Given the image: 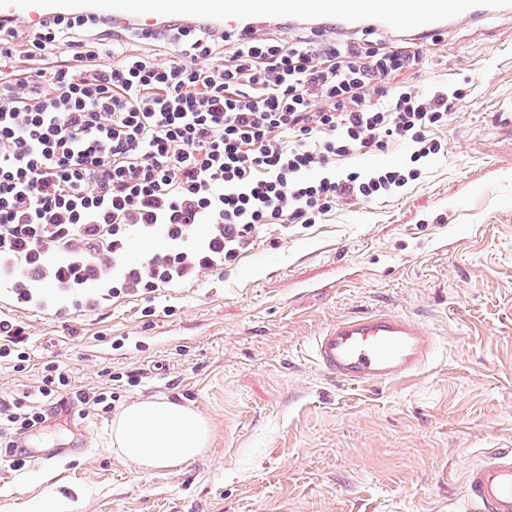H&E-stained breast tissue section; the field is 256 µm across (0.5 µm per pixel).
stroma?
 Masks as SVG:
<instances>
[{"mask_svg": "<svg viewBox=\"0 0 512 512\" xmlns=\"http://www.w3.org/2000/svg\"><path fill=\"white\" fill-rule=\"evenodd\" d=\"M429 66L392 84L464 87L443 154L402 193L357 201L310 226L274 221L236 261L154 302L69 306L44 289L0 316L23 321V372L0 362V393L38 385L56 362L115 408L166 397L199 410L211 449L141 475L112 449L111 415L50 414L31 446L88 436L87 454L0 469V512H464V476L512 448V14L430 35ZM69 307L67 317L57 308ZM392 309L438 340L419 375L357 388L307 350L337 318Z\"/></svg>", "mask_w": 512, "mask_h": 512, "instance_id": "35a3bbf8", "label": "stroma"}]
</instances>
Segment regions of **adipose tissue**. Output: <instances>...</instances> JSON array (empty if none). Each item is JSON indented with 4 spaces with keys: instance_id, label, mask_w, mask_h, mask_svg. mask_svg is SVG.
Instances as JSON below:
<instances>
[{
    "instance_id": "ef3b65f1",
    "label": "adipose tissue",
    "mask_w": 512,
    "mask_h": 512,
    "mask_svg": "<svg viewBox=\"0 0 512 512\" xmlns=\"http://www.w3.org/2000/svg\"><path fill=\"white\" fill-rule=\"evenodd\" d=\"M211 426L197 409L167 398L137 400L112 420V446L144 474L180 467L205 455Z\"/></svg>"
}]
</instances>
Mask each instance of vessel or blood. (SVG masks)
<instances>
[{
	"instance_id": "1",
	"label": "vessel or blood",
	"mask_w": 512,
	"mask_h": 512,
	"mask_svg": "<svg viewBox=\"0 0 512 512\" xmlns=\"http://www.w3.org/2000/svg\"><path fill=\"white\" fill-rule=\"evenodd\" d=\"M511 9L512 0H0V23L37 32L59 16L92 14L152 36L170 22L192 26L205 19L221 34L246 37L303 18L328 29L359 25L425 37L449 23ZM436 349V337L419 320L378 309L337 318L309 345L321 373L357 387L415 376ZM465 485L469 512H512V448L484 452L467 470Z\"/></svg>"
}]
</instances>
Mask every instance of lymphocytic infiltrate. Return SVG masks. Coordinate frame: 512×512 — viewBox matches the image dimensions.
Here are the masks:
<instances>
[{"instance_id": "lymphocytic-infiltrate-1", "label": "lymphocytic infiltrate", "mask_w": 512, "mask_h": 512, "mask_svg": "<svg viewBox=\"0 0 512 512\" xmlns=\"http://www.w3.org/2000/svg\"><path fill=\"white\" fill-rule=\"evenodd\" d=\"M136 34L92 15L60 17L32 38L0 24V253L43 255L80 241L116 273L106 296H151L234 261L272 220L316 224L336 207L394 196L444 150L463 89L390 86L422 64L394 51L309 33L225 39L207 22L172 25L143 52ZM399 142L392 167L336 160ZM168 250L124 259L131 228ZM113 394L76 388L49 363L36 397L0 396V466L24 468L17 438L72 404L108 413Z\"/></svg>"}]
</instances>
